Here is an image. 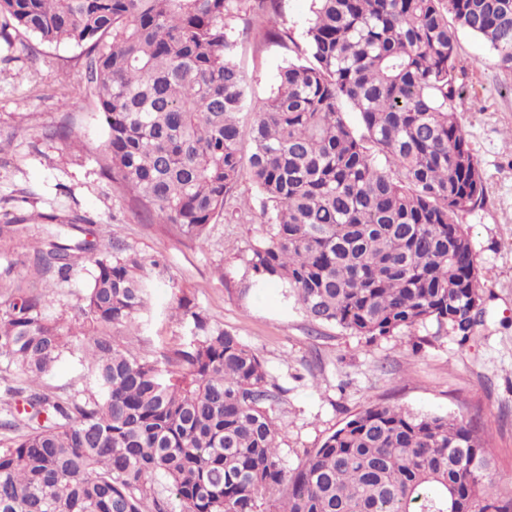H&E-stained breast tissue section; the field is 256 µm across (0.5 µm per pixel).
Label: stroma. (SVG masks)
<instances>
[{
    "instance_id": "stroma-1",
    "label": "stroma",
    "mask_w": 512,
    "mask_h": 512,
    "mask_svg": "<svg viewBox=\"0 0 512 512\" xmlns=\"http://www.w3.org/2000/svg\"><path fill=\"white\" fill-rule=\"evenodd\" d=\"M255 0H238L228 24L236 62L250 82L254 105L270 94L277 68L305 51L312 0H279L281 39L270 40L254 22ZM80 48L43 45L29 33L0 36V225L27 217L22 234L0 237V295L18 284L42 290L45 314L61 325L89 330L81 312L92 263L82 255L67 278L42 275L29 257L34 241L61 233L110 245L124 241L145 259L159 256L147 322L124 337L128 349L164 360L182 348L187 331L172 316L183 299L255 350L281 388L275 411L279 453L294 470L307 451L374 403L467 417L480 414L497 462L494 481L512 494V70L467 32H459L457 64L464 92L455 109L486 181L484 202L455 214L467 229L485 294L484 313L467 343L429 323L368 340L333 325H314L286 298L280 284L250 285L243 258L259 236L263 199L248 179L234 189L242 209H227L205 242L168 224L142 221L130 194L101 172L104 119L79 77ZM67 124L63 142L48 128ZM57 215L56 223L39 214ZM84 216L83 224L68 219ZM86 371L64 354L43 383L63 398L88 395Z\"/></svg>"
}]
</instances>
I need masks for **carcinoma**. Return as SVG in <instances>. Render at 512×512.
<instances>
[{"instance_id":"1","label":"carcinoma","mask_w":512,"mask_h":512,"mask_svg":"<svg viewBox=\"0 0 512 512\" xmlns=\"http://www.w3.org/2000/svg\"><path fill=\"white\" fill-rule=\"evenodd\" d=\"M234 2L0 0V34L83 48L104 170L152 222L202 242L246 175L265 200L244 257L255 285L277 282L312 322L369 340L432 322L467 341L483 289L452 215L482 204L486 186L454 107L457 30L512 69V0H313L308 57L278 67L246 159ZM275 13L276 0H257L256 23L278 37ZM91 248L58 238L32 263L64 278ZM93 264L84 399L38 390L77 335L44 315L45 294L0 300V364L33 387L21 411L3 401V427L26 432L0 448V512H166L165 492L181 512H258L265 499L274 512H512L477 418L375 403L286 470L280 388L258 354L181 301L186 347L164 364L132 353L110 329L141 327L158 261L114 240Z\"/></svg>"}]
</instances>
